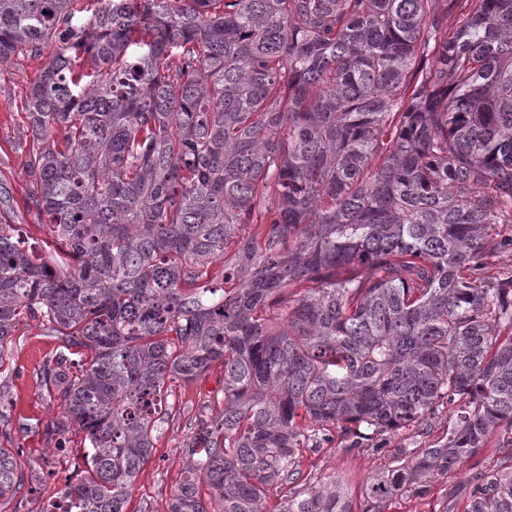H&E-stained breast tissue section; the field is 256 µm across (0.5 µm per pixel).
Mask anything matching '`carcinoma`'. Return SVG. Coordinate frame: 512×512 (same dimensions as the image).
<instances>
[{"label":"carcinoma","mask_w":512,"mask_h":512,"mask_svg":"<svg viewBox=\"0 0 512 512\" xmlns=\"http://www.w3.org/2000/svg\"><path fill=\"white\" fill-rule=\"evenodd\" d=\"M0 0L24 102L25 207L0 192V367L23 318L85 469L42 512H126L173 383L224 366L168 512H352L299 449L389 450L362 512L512 447V0ZM220 261L222 269L212 265ZM80 356L79 360L72 356ZM29 475L0 447V499ZM206 485L209 497L200 494ZM464 512H512V465ZM429 423L431 424V433L430 435L427 437V438H421V437H413L415 436L416 434H414V430H403V431H400L398 433H396L395 435H391V437H387L388 439L386 440L387 442V446L386 448H397V446H404V445H407L409 443H413V444H410V448H414L416 447L417 445H419L420 443H425L423 444V446H427L429 445L430 443H432L434 440L437 439V437H440V436H445V431H446V424H448V418L447 420L443 419L442 421L440 419H436V420H432V421H429Z\"/></svg>","instance_id":"carcinoma-1"}]
</instances>
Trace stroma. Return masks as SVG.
Segmentation results:
<instances>
[{"mask_svg": "<svg viewBox=\"0 0 512 512\" xmlns=\"http://www.w3.org/2000/svg\"><path fill=\"white\" fill-rule=\"evenodd\" d=\"M43 64V57L26 56L0 67V187L12 195L14 220L23 225L25 236L32 242L44 239L45 231L26 211L24 156L14 152L10 144L25 138L23 100ZM56 348L55 337L41 331L32 321L19 325L7 347L6 365L0 370V400L6 405L0 431L10 434L13 445L21 447L20 460L31 473L32 482L22 500L0 499V512H41L48 501L58 497L74 474L71 450L80 442V435L47 433L48 425L58 418L61 408L42 387L41 374L45 361ZM223 390L224 369L219 365L196 381L176 385L167 399L171 417L158 427L152 458L137 477L128 512H137L143 506L149 507L150 512H168L171 495L188 465L182 443L189 422L201 399L222 396ZM511 455V447L491 440L478 450L473 462L432 477L425 492H408L390 503L386 512H441L447 491L467 483L474 466L493 469ZM300 457L303 472L310 476L333 475L342 479L354 512H359L367 481L384 471L389 463L387 452H349L338 442L315 451L301 449Z\"/></svg>", "mask_w": 512, "mask_h": 512, "instance_id": "1", "label": "stroma"}]
</instances>
